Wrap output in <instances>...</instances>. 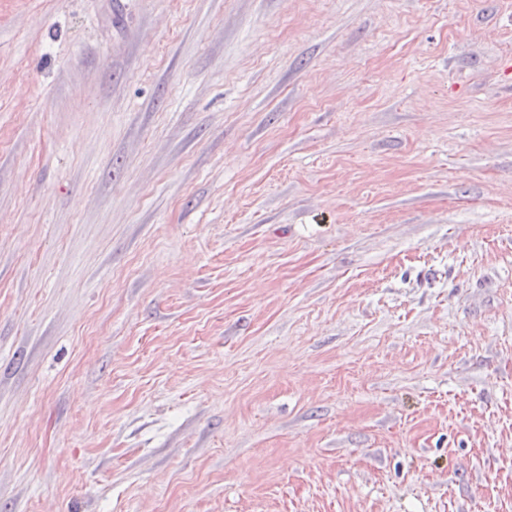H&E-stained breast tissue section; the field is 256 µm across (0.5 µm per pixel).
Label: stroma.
Wrapping results in <instances>:
<instances>
[{
	"instance_id": "obj_1",
	"label": "stroma",
	"mask_w": 512,
	"mask_h": 512,
	"mask_svg": "<svg viewBox=\"0 0 512 512\" xmlns=\"http://www.w3.org/2000/svg\"><path fill=\"white\" fill-rule=\"evenodd\" d=\"M0 512H512V0H0Z\"/></svg>"
}]
</instances>
